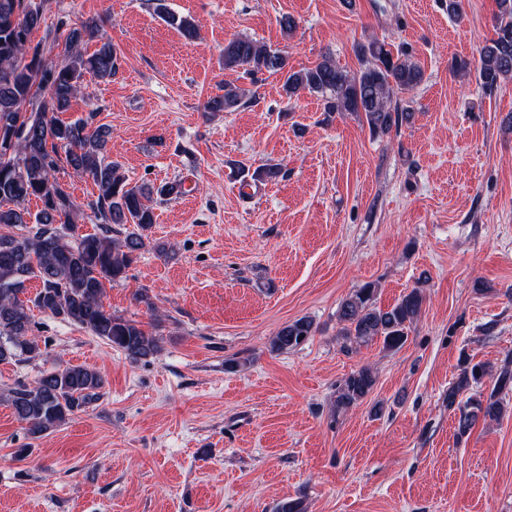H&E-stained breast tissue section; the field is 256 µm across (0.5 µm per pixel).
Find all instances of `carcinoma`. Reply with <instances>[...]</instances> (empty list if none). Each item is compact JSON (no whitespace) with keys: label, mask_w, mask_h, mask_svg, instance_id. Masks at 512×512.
I'll use <instances>...</instances> for the list:
<instances>
[{"label":"carcinoma","mask_w":512,"mask_h":512,"mask_svg":"<svg viewBox=\"0 0 512 512\" xmlns=\"http://www.w3.org/2000/svg\"><path fill=\"white\" fill-rule=\"evenodd\" d=\"M496 4L494 37L482 49L477 66L482 86L490 91L512 79V0ZM43 6L34 0H0V364L40 353L30 314L33 307L90 331L133 361L147 359L158 353L159 339L137 322L113 315L104 305V294L106 285L127 277L135 253L146 248V232L155 224L152 189L127 183L118 165L107 160L111 130L93 126L94 113L69 122L56 117L81 92L85 75L105 79L116 74L117 53L109 42L90 55L82 53L81 46L96 37L97 26L92 21L61 20L56 30L64 34L63 58L47 60L29 46L32 31L43 21ZM156 9L186 37L194 36L193 24L168 11L163 0H157ZM357 52L367 62L357 73L339 68L330 58L292 71L280 51L236 37L224 46V69H242L250 75L281 73L288 97L302 90L319 94L325 97L327 111L360 114L372 134L388 135L413 119V113L393 105V95L418 86L423 70L406 53L393 57L379 41L362 44ZM222 91L206 102V111L231 112L244 103L245 90L226 83ZM35 100L37 109L27 112L25 106ZM63 160L75 173L90 177L98 189L91 203L101 221L97 233L76 232L78 204L56 176ZM284 175L280 166L266 164L251 178L266 184ZM32 198L41 202L35 213L25 207ZM114 224H133L136 230L114 238ZM13 229L22 234L15 236ZM33 279L40 288L28 297L26 283ZM376 293V285L369 284L341 302L339 336L345 348L356 349L378 338L389 351L405 345L408 330L422 311V291L414 288L386 309L375 304ZM313 333L312 320L296 319L271 338L270 351L295 349ZM487 376L494 379L491 391L473 392ZM375 383L367 366L351 372L336 389L333 410L364 401ZM103 387L98 372L67 365L33 383L17 384L10 402L17 418L28 425V433L38 438L98 401ZM506 390H512L509 365L494 374L484 362L465 361L448 388V408L459 412L457 434L467 435L479 421H499Z\"/></svg>","instance_id":"obj_1"}]
</instances>
